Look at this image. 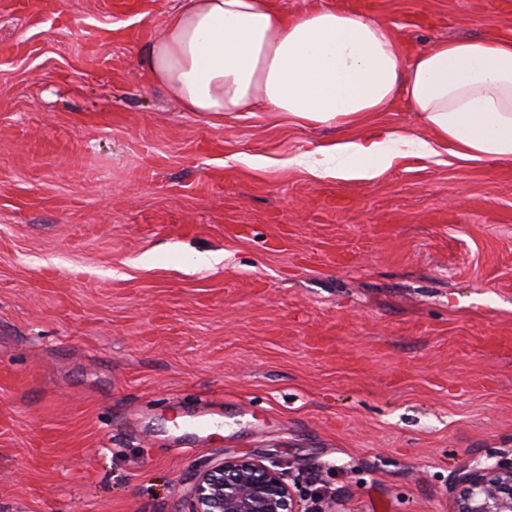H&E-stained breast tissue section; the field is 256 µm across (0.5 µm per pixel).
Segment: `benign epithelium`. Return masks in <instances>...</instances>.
<instances>
[{"instance_id": "7a95c632", "label": "benign epithelium", "mask_w": 512, "mask_h": 512, "mask_svg": "<svg viewBox=\"0 0 512 512\" xmlns=\"http://www.w3.org/2000/svg\"><path fill=\"white\" fill-rule=\"evenodd\" d=\"M455 492L454 512H512V460L463 467ZM320 497L278 461L232 456L198 475L189 512H314Z\"/></svg>"}]
</instances>
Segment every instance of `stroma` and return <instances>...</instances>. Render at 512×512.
<instances>
[{"label": "stroma", "instance_id": "1", "mask_svg": "<svg viewBox=\"0 0 512 512\" xmlns=\"http://www.w3.org/2000/svg\"><path fill=\"white\" fill-rule=\"evenodd\" d=\"M55 2L0 7V512H188L241 455L339 512H453L512 459V164L316 177L335 131L148 80L181 0ZM372 2L414 50L512 34V0Z\"/></svg>", "mask_w": 512, "mask_h": 512}]
</instances>
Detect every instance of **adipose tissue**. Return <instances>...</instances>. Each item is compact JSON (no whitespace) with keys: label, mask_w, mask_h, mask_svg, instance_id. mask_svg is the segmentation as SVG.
Returning a JSON list of instances; mask_svg holds the SVG:
<instances>
[{"label":"adipose tissue","mask_w":512,"mask_h":512,"mask_svg":"<svg viewBox=\"0 0 512 512\" xmlns=\"http://www.w3.org/2000/svg\"><path fill=\"white\" fill-rule=\"evenodd\" d=\"M151 81L186 112L260 107L304 126L340 130L303 156L314 175L371 179L404 150L448 145L464 161L512 163V36L450 39L408 51L387 24L328 7L288 15L270 0H183L147 57ZM430 140L404 130L349 137L397 103Z\"/></svg>","instance_id":"obj_1"}]
</instances>
